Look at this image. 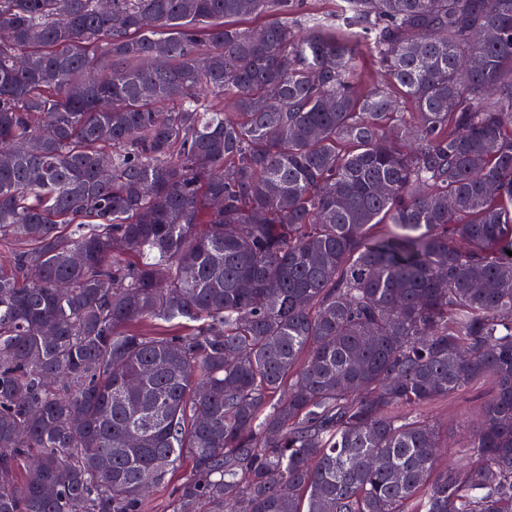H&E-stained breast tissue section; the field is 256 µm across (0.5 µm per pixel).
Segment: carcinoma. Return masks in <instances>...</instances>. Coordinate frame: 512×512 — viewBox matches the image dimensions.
<instances>
[{
    "label": "carcinoma",
    "instance_id": "cac0c4a2",
    "mask_svg": "<svg viewBox=\"0 0 512 512\" xmlns=\"http://www.w3.org/2000/svg\"><path fill=\"white\" fill-rule=\"evenodd\" d=\"M98 2L0 0V512H512V0ZM489 392L486 384L477 385L461 394L438 398L423 408V413L448 433V444L452 451L461 444L475 425L478 411ZM188 474L189 470L185 465L170 473L165 483L150 492L145 499L142 506L143 512H168L177 486Z\"/></svg>",
    "mask_w": 512,
    "mask_h": 512
}]
</instances>
